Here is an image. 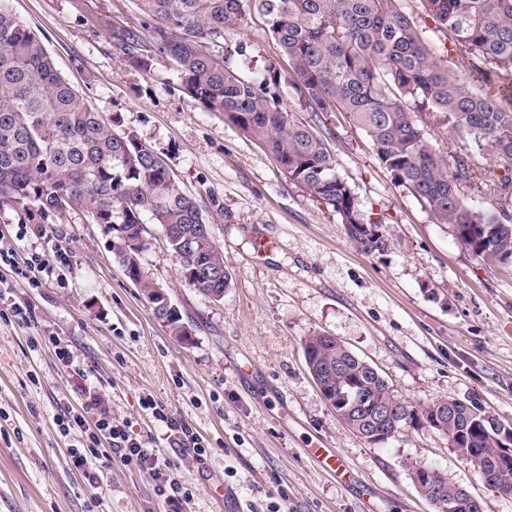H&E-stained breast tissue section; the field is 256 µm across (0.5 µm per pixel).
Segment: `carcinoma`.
Instances as JSON below:
<instances>
[{
    "instance_id": "obj_1",
    "label": "carcinoma",
    "mask_w": 512,
    "mask_h": 512,
    "mask_svg": "<svg viewBox=\"0 0 512 512\" xmlns=\"http://www.w3.org/2000/svg\"><path fill=\"white\" fill-rule=\"evenodd\" d=\"M400 0H137L153 51L177 65L186 95L261 141L288 174L341 223L375 227L350 240L365 253L388 246L383 223L365 214L336 158L315 128L289 111L276 76L243 78L224 61V29L255 11L266 19L276 48L292 61L288 89L321 112H346L369 137L380 163L442 224L453 225L475 255L512 260V0H421L424 13L465 52L481 79L467 86L434 55ZM445 114L449 132L473 139L510 163L498 176L492 208L465 204L474 183L469 157L438 154L422 116ZM0 197L47 214L83 207L111 237L122 270L142 265L146 244L129 241L156 224L169 251L211 274L224 253L196 199L166 161L133 132H119L98 107L57 70L43 40L0 0ZM320 379L332 390L355 391L362 404L388 400L406 407L381 376L343 348L308 336ZM458 412L441 433L448 443L486 463L499 442L469 428L484 413L448 397L425 406Z\"/></svg>"
}]
</instances>
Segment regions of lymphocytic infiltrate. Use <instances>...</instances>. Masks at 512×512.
I'll use <instances>...</instances> for the list:
<instances>
[{
    "label": "lymphocytic infiltrate",
    "mask_w": 512,
    "mask_h": 512,
    "mask_svg": "<svg viewBox=\"0 0 512 512\" xmlns=\"http://www.w3.org/2000/svg\"><path fill=\"white\" fill-rule=\"evenodd\" d=\"M71 266L72 253L66 248L57 246L23 258L14 242L0 236V314L10 313L23 324L31 321L29 310L14 299L10 275L21 276L31 287L39 288ZM50 342L57 360L70 368L78 379L76 401L61 411L57 421L63 430L80 431L83 443L71 448L70 453L74 465L82 469L88 483L98 484L105 469L118 458L146 471L155 485L157 496L165 503L177 505L190 500L191 490L175 477L177 462L147 447L127 420L112 416L103 395L89 380L86 369L77 361L69 343L56 336L51 337ZM142 407L166 429L172 447L199 462L207 458L208 451L200 435L182 419L174 417L165 405L149 397L143 401Z\"/></svg>",
    "instance_id": "lymphocytic-infiltrate-1"
}]
</instances>
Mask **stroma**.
Instances as JSON below:
<instances>
[{
	"instance_id": "obj_1",
	"label": "stroma",
	"mask_w": 512,
	"mask_h": 512,
	"mask_svg": "<svg viewBox=\"0 0 512 512\" xmlns=\"http://www.w3.org/2000/svg\"><path fill=\"white\" fill-rule=\"evenodd\" d=\"M6 6L117 130L136 133L167 162L211 220L230 283L222 300L202 295L150 225L144 272L181 309L191 336L179 338L124 275L104 227L81 208L43 214L0 203V231L27 227L20 253L56 245L73 253L62 281L32 288L13 278L30 324L0 317V512L167 510L134 465L113 460L92 486L72 464L77 436L64 434L56 418L74 401L77 379L56 359L50 332L71 345L113 416L132 421L149 447L172 452L165 429L140 408L148 395L204 438L205 463L181 462L178 478L193 498L180 512H248L252 505L269 512L273 504L281 512H364L366 486L379 512H434L413 485V463L467 487L483 512H512V495L490 489L447 436L412 425L373 444L348 429L303 358L306 336L329 334L413 408L454 397L512 425V261L493 263L465 247L452 225L395 182L347 115L315 112L287 96V108L327 141L337 175L364 212L385 219L388 249L364 253L261 143L185 94L175 63L149 50L133 0ZM401 8L437 56L469 75L465 53L420 0H401ZM129 31L141 36L136 47L126 45ZM224 48L229 68L244 76L292 71L257 14L225 29ZM425 133L439 154L471 158L479 175L466 201L491 207L488 182L503 173V162L453 137L443 114L427 117ZM257 237L276 248L255 254ZM318 441L336 450L352 482H336L307 455Z\"/></svg>"
}]
</instances>
